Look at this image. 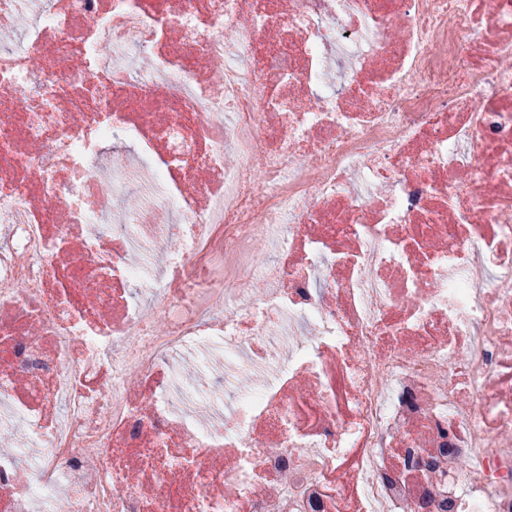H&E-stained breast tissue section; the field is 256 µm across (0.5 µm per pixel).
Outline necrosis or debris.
Instances as JSON below:
<instances>
[{"instance_id":"4bbe7bcc","label":"necrosis or debris","mask_w":512,"mask_h":512,"mask_svg":"<svg viewBox=\"0 0 512 512\" xmlns=\"http://www.w3.org/2000/svg\"><path fill=\"white\" fill-rule=\"evenodd\" d=\"M508 57L512 0H0V512H512Z\"/></svg>"}]
</instances>
